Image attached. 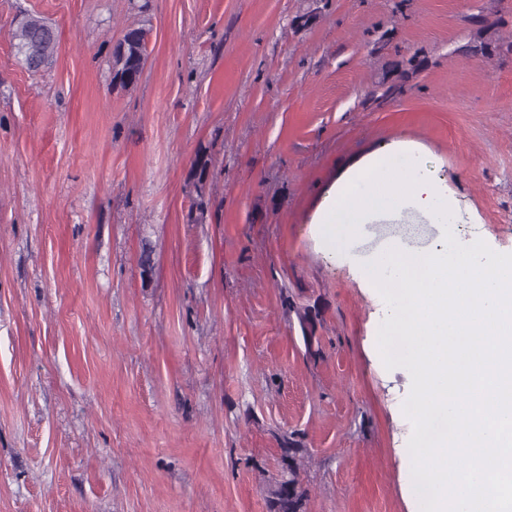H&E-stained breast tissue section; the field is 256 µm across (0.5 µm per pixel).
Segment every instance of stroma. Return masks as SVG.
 Instances as JSON below:
<instances>
[{
    "mask_svg": "<svg viewBox=\"0 0 512 512\" xmlns=\"http://www.w3.org/2000/svg\"><path fill=\"white\" fill-rule=\"evenodd\" d=\"M30 14L58 38L37 72ZM401 146L459 241L512 253V0H0V512H279L291 442L298 512H415L364 265L439 231L379 218L340 251L317 223ZM17 53L31 70L50 62L57 51V36L53 27L38 15H29L11 32ZM145 25L129 27L123 38L112 50V82L121 89L137 85L147 59V36Z\"/></svg>",
    "mask_w": 512,
    "mask_h": 512,
    "instance_id": "obj_1",
    "label": "stroma"
}]
</instances>
